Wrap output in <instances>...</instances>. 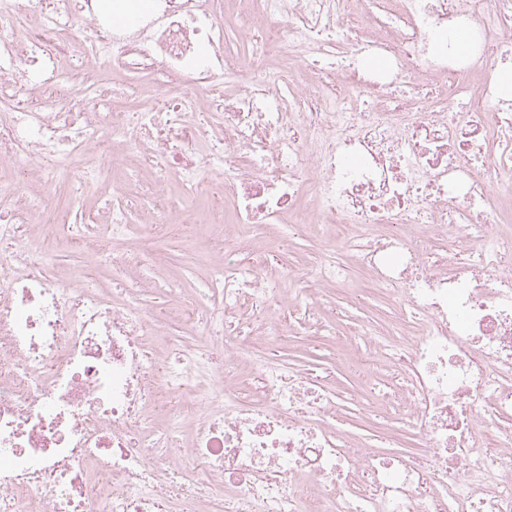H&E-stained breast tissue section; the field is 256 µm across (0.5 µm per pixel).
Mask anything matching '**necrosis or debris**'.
Instances as JSON below:
<instances>
[{"instance_id":"4bbe7bcc","label":"necrosis or debris","mask_w":512,"mask_h":512,"mask_svg":"<svg viewBox=\"0 0 512 512\" xmlns=\"http://www.w3.org/2000/svg\"><path fill=\"white\" fill-rule=\"evenodd\" d=\"M234 2L224 23V0H146L125 26L0 0V512H512V0ZM118 169L103 229L43 223ZM200 196L189 344L141 296L149 241ZM309 224L341 232L318 289L354 267L397 310L336 341L406 437L345 425L356 397L269 342L325 332L281 290ZM60 250L84 267L49 271Z\"/></svg>"}]
</instances>
